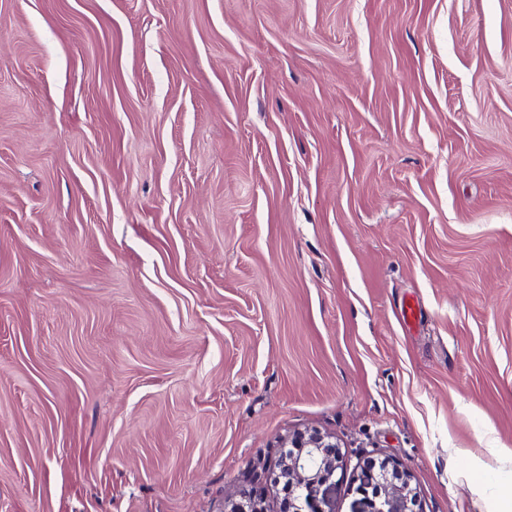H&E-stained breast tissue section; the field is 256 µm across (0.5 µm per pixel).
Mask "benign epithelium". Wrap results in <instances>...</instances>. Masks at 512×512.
Segmentation results:
<instances>
[{"instance_id":"7a95c632","label":"benign epithelium","mask_w":512,"mask_h":512,"mask_svg":"<svg viewBox=\"0 0 512 512\" xmlns=\"http://www.w3.org/2000/svg\"><path fill=\"white\" fill-rule=\"evenodd\" d=\"M290 443L299 453L286 452L278 462L288 476L278 512H334L335 473L344 466L336 441L315 430L295 434ZM356 493L350 512H416L408 473L388 460L364 465Z\"/></svg>"}]
</instances>
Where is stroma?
Listing matches in <instances>:
<instances>
[{
  "label": "stroma",
  "instance_id": "stroma-1",
  "mask_svg": "<svg viewBox=\"0 0 512 512\" xmlns=\"http://www.w3.org/2000/svg\"><path fill=\"white\" fill-rule=\"evenodd\" d=\"M308 430L335 512L512 487V0H0V512H277ZM373 461L369 460L361 471L356 488L359 497L353 500L350 512H416L408 473L392 464L393 480L389 479L387 466L390 461L381 462L377 472Z\"/></svg>",
  "mask_w": 512,
  "mask_h": 512
}]
</instances>
